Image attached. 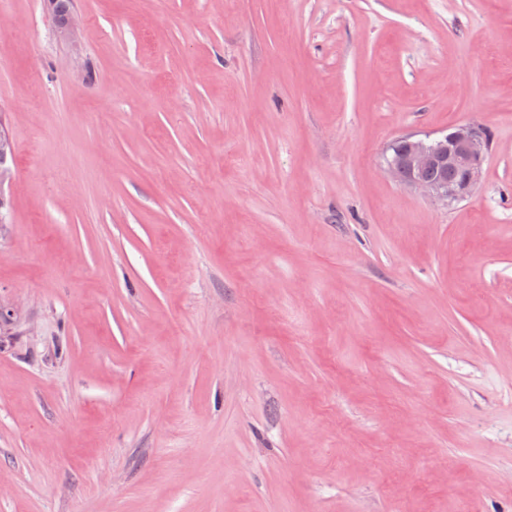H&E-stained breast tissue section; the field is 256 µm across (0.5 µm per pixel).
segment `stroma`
Instances as JSON below:
<instances>
[{
	"label": "stroma",
	"mask_w": 512,
	"mask_h": 512,
	"mask_svg": "<svg viewBox=\"0 0 512 512\" xmlns=\"http://www.w3.org/2000/svg\"><path fill=\"white\" fill-rule=\"evenodd\" d=\"M72 9L0 0V512H512V0ZM398 141L401 145L392 148L386 159L388 175L399 185L446 205L471 194L488 150L484 129L474 123L455 125L433 138L412 134ZM434 170L445 176L430 177ZM448 171L453 173L449 179Z\"/></svg>",
	"instance_id": "1"
}]
</instances>
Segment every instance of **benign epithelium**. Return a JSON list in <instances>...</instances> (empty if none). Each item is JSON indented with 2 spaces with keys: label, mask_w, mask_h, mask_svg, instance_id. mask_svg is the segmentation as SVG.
Here are the masks:
<instances>
[{
  "label": "benign epithelium",
  "mask_w": 512,
  "mask_h": 512,
  "mask_svg": "<svg viewBox=\"0 0 512 512\" xmlns=\"http://www.w3.org/2000/svg\"><path fill=\"white\" fill-rule=\"evenodd\" d=\"M59 30L73 46H78L81 22L75 13H70ZM487 150L484 129L474 123H463L436 137L412 134L401 138V145L393 148L386 159V171L398 184L447 205L471 194ZM434 170L445 176L430 177ZM448 172L453 176H446Z\"/></svg>",
  "instance_id": "obj_1"
}]
</instances>
